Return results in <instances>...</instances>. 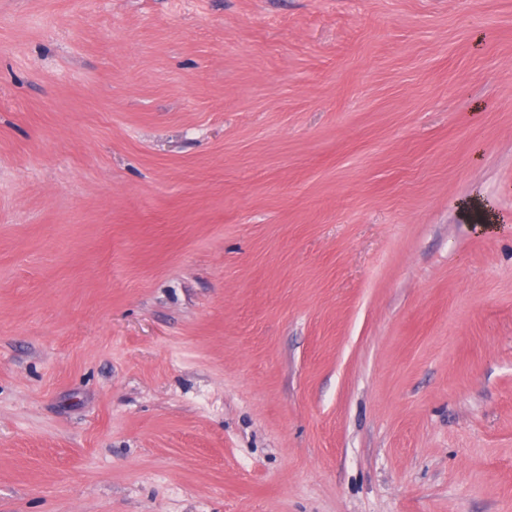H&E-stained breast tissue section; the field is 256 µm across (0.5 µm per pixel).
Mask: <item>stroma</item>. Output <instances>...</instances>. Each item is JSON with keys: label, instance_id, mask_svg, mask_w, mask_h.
I'll return each instance as SVG.
<instances>
[{"label": "stroma", "instance_id": "obj_1", "mask_svg": "<svg viewBox=\"0 0 512 512\" xmlns=\"http://www.w3.org/2000/svg\"><path fill=\"white\" fill-rule=\"evenodd\" d=\"M0 512H512V0H0Z\"/></svg>", "mask_w": 512, "mask_h": 512}]
</instances>
